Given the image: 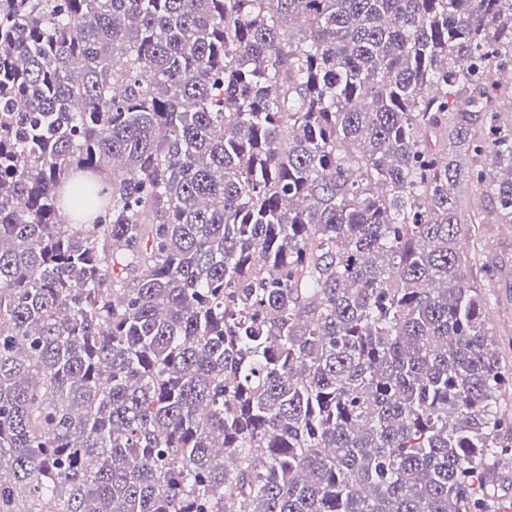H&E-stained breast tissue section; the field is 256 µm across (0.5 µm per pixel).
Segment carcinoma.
<instances>
[{"label":"carcinoma","instance_id":"1","mask_svg":"<svg viewBox=\"0 0 512 512\" xmlns=\"http://www.w3.org/2000/svg\"><path fill=\"white\" fill-rule=\"evenodd\" d=\"M507 71L512 0H0V512H500ZM485 225L489 229L486 254L502 266L496 288H489V327L502 338H512V232L504 231L501 234L499 224Z\"/></svg>","mask_w":512,"mask_h":512}]
</instances>
